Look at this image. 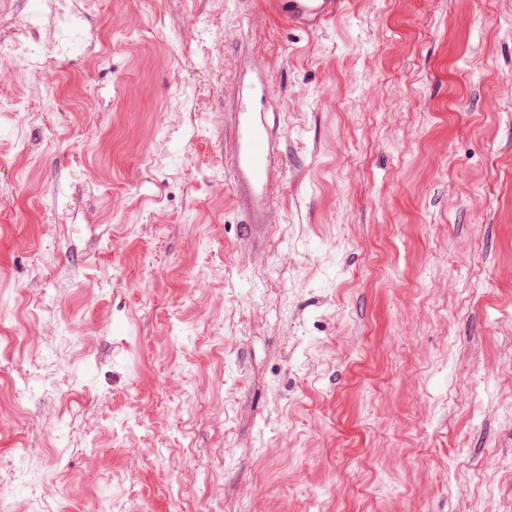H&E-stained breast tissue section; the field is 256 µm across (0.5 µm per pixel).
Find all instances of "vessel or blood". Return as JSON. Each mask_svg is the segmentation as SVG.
Wrapping results in <instances>:
<instances>
[{"mask_svg":"<svg viewBox=\"0 0 512 512\" xmlns=\"http://www.w3.org/2000/svg\"><path fill=\"white\" fill-rule=\"evenodd\" d=\"M343 0H269L272 11L294 28L315 31L338 13ZM238 163L254 187H264L269 174L273 132L266 120L240 110L237 121Z\"/></svg>","mask_w":512,"mask_h":512,"instance_id":"obj_1","label":"vessel or blood"}]
</instances>
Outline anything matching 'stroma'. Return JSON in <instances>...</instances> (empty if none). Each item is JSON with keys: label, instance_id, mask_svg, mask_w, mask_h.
I'll return each instance as SVG.
<instances>
[{"label": "stroma", "instance_id": "35a3bbf8", "mask_svg": "<svg viewBox=\"0 0 512 512\" xmlns=\"http://www.w3.org/2000/svg\"><path fill=\"white\" fill-rule=\"evenodd\" d=\"M511 342L507 0H0L7 512H505ZM343 0H269L272 11L294 28L313 32L338 13ZM248 114L246 106H241L237 119V159L251 184L263 188L270 174L273 132L264 117L260 116L258 121Z\"/></svg>", "mask_w": 512, "mask_h": 512}]
</instances>
